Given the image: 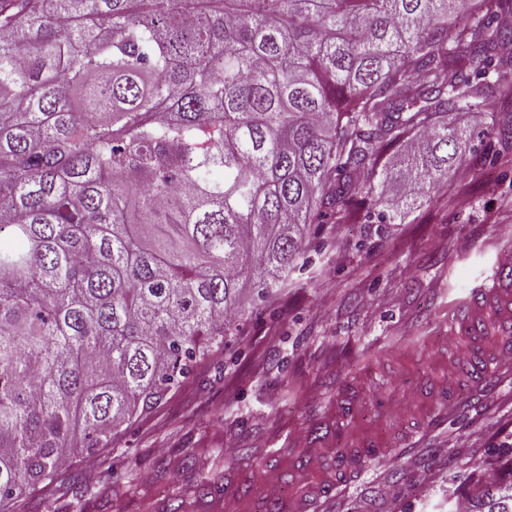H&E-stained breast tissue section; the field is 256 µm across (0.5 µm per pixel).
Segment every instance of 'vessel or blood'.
I'll list each match as a JSON object with an SVG mask.
<instances>
[{"label":"vessel or blood","instance_id":"1","mask_svg":"<svg viewBox=\"0 0 512 512\" xmlns=\"http://www.w3.org/2000/svg\"><path fill=\"white\" fill-rule=\"evenodd\" d=\"M448 333L463 336L469 350L460 361L464 375L450 381L429 379L423 386V403L412 418L403 420L396 439L374 431L355 438L351 447L337 448L334 466L309 465L307 485L294 493L280 492L268 498L263 493L245 494L244 471L228 473L225 504L247 499L251 512H337L344 493L364 485L369 459L396 449L413 466L423 464L421 449L431 447L434 435L446 429L448 415L476 396L492 398L494 379L512 374V249H501L483 283L471 289L455 306L448 320ZM353 384H345L336 396V416L329 419L324 434L326 444L356 425L359 411L353 398Z\"/></svg>","mask_w":512,"mask_h":512}]
</instances>
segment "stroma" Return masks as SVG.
I'll return each mask as SVG.
<instances>
[{"label":"stroma","mask_w":512,"mask_h":512,"mask_svg":"<svg viewBox=\"0 0 512 512\" xmlns=\"http://www.w3.org/2000/svg\"><path fill=\"white\" fill-rule=\"evenodd\" d=\"M474 132L471 151L445 187L404 223L314 224L283 288L245 302L234 335L205 353L193 373L134 419L88 469L73 456L50 485L14 512H224V473L235 462L255 482L277 434L309 430L329 416L336 389L356 382L363 422L390 431L411 415L405 380L456 365L467 341L445 336L451 300L462 297L512 244V112H452ZM512 443V402L476 404L449 418L447 468L427 472L387 455L344 512H455L476 485L504 469L493 446Z\"/></svg>","instance_id":"obj_1"}]
</instances>
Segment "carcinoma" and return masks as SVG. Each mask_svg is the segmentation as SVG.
Masks as SVG:
<instances>
[{
  "label": "carcinoma",
  "mask_w": 512,
  "mask_h": 512,
  "mask_svg": "<svg viewBox=\"0 0 512 512\" xmlns=\"http://www.w3.org/2000/svg\"><path fill=\"white\" fill-rule=\"evenodd\" d=\"M512 0H0V510L157 405L309 226L512 112ZM364 177H359V174ZM512 512V479L470 499Z\"/></svg>",
  "instance_id": "cac0c4a2"
}]
</instances>
